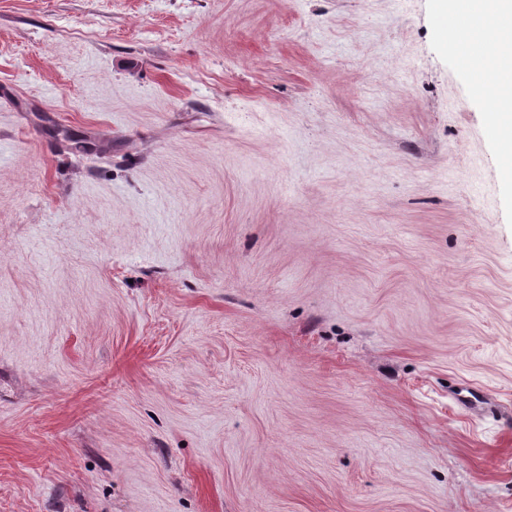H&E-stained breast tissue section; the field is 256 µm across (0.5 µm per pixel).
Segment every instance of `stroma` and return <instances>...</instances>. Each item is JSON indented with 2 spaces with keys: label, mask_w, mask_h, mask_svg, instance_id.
Listing matches in <instances>:
<instances>
[{
  "label": "stroma",
  "mask_w": 512,
  "mask_h": 512,
  "mask_svg": "<svg viewBox=\"0 0 512 512\" xmlns=\"http://www.w3.org/2000/svg\"><path fill=\"white\" fill-rule=\"evenodd\" d=\"M439 11L0 0V512H512V184Z\"/></svg>",
  "instance_id": "35a3bbf8"
}]
</instances>
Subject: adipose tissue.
<instances>
[{
  "instance_id": "obj_1",
  "label": "adipose tissue",
  "mask_w": 512,
  "mask_h": 512,
  "mask_svg": "<svg viewBox=\"0 0 512 512\" xmlns=\"http://www.w3.org/2000/svg\"><path fill=\"white\" fill-rule=\"evenodd\" d=\"M484 2V10L476 13L469 26L454 33L452 39L464 50L476 43L483 45L485 59L472 71L479 81L492 126L512 138V26L489 24L493 16L512 17V0Z\"/></svg>"
}]
</instances>
